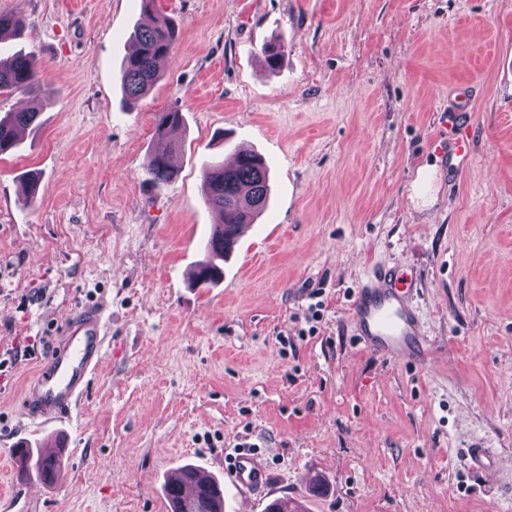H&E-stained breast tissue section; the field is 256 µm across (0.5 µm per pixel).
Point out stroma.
<instances>
[{"label":"stroma","instance_id":"stroma-1","mask_svg":"<svg viewBox=\"0 0 512 512\" xmlns=\"http://www.w3.org/2000/svg\"><path fill=\"white\" fill-rule=\"evenodd\" d=\"M25 19L39 126L0 156V453L43 432L20 395L58 319L109 304L112 348L64 429L56 483L0 472V512H170L186 464L223 478L239 446L269 499L306 512H512V0H0ZM152 13L180 39L126 108L121 64ZM280 40L276 71L264 44ZM182 172L147 181L158 113ZM466 132L467 162L453 154ZM241 149L269 204L224 277L195 285L217 215L201 167ZM38 192L24 203L23 181ZM413 278L422 365L359 349L349 301L382 266ZM320 302V319L308 307ZM496 452L478 475L468 450ZM322 477L327 492L307 488Z\"/></svg>","mask_w":512,"mask_h":512}]
</instances>
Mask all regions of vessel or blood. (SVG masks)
Wrapping results in <instances>:
<instances>
[{
	"label": "vessel or blood",
	"mask_w": 512,
	"mask_h": 512,
	"mask_svg": "<svg viewBox=\"0 0 512 512\" xmlns=\"http://www.w3.org/2000/svg\"><path fill=\"white\" fill-rule=\"evenodd\" d=\"M349 322L356 345L390 362L417 359L428 345L409 289L396 271L374 272L352 297ZM108 327L103 304L72 310L48 348L43 365L26 384L21 407L32 424L68 420L96 375L106 352ZM273 476L254 452L241 450L224 467V481L261 497Z\"/></svg>",
	"instance_id": "1"
}]
</instances>
